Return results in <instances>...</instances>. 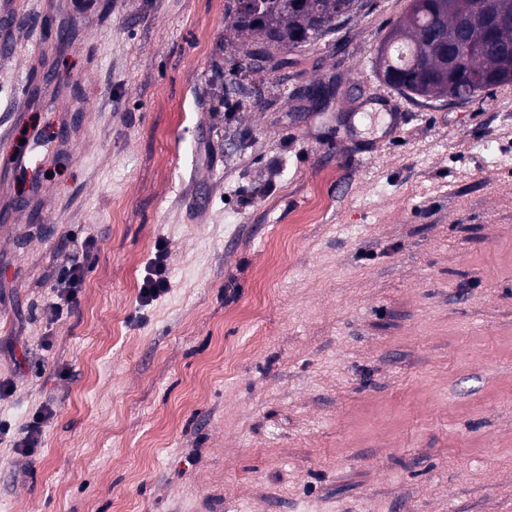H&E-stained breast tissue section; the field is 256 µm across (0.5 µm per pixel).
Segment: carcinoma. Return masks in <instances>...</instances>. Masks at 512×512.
<instances>
[{"instance_id":"cac0c4a2","label":"carcinoma","mask_w":512,"mask_h":512,"mask_svg":"<svg viewBox=\"0 0 512 512\" xmlns=\"http://www.w3.org/2000/svg\"><path fill=\"white\" fill-rule=\"evenodd\" d=\"M235 29L249 47L248 65L277 70L288 65L285 51L304 47L336 30V18L347 15L357 0H234ZM438 30L447 40L457 38L459 17L448 12V0H409L407 11L381 42L380 67L394 70L399 81L390 87L410 98H448V56L438 50L428 33ZM468 41L477 52L468 59L471 71L485 74V82L457 85L461 100L475 98L498 86L493 79L512 72V54H501L512 45V26L489 34L487 24L471 19L465 25Z\"/></svg>"}]
</instances>
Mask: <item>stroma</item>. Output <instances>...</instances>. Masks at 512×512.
I'll return each instance as SVG.
<instances>
[{"instance_id": "1", "label": "stroma", "mask_w": 512, "mask_h": 512, "mask_svg": "<svg viewBox=\"0 0 512 512\" xmlns=\"http://www.w3.org/2000/svg\"><path fill=\"white\" fill-rule=\"evenodd\" d=\"M360 2L235 76L233 0L16 32L0 120L68 134L20 222L0 149V512H512V84L398 94L376 56L408 0ZM48 24L58 90L29 106ZM165 249H159L156 257L150 264L149 271L144 277L142 294L145 302H150L160 298L169 288V280L166 267ZM84 278L83 266L70 257L57 266L53 276V299L46 307L47 316L51 320L62 318L64 313L77 302ZM52 415V409L45 407L41 412L33 416L32 420L21 432V436L15 441L14 448H16L19 455L28 457L33 454L34 448H37L40 442L43 424L48 421Z\"/></svg>"}]
</instances>
